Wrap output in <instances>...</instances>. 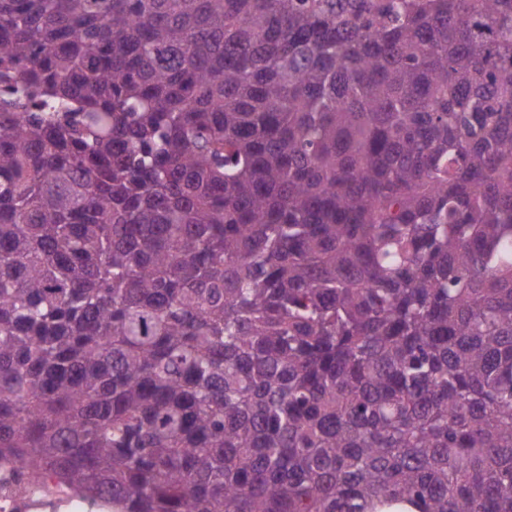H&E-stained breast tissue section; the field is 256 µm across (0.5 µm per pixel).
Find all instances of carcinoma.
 <instances>
[{
	"mask_svg": "<svg viewBox=\"0 0 512 512\" xmlns=\"http://www.w3.org/2000/svg\"><path fill=\"white\" fill-rule=\"evenodd\" d=\"M0 463L112 512H512V0H0Z\"/></svg>",
	"mask_w": 512,
	"mask_h": 512,
	"instance_id": "obj_1",
	"label": "carcinoma"
}]
</instances>
